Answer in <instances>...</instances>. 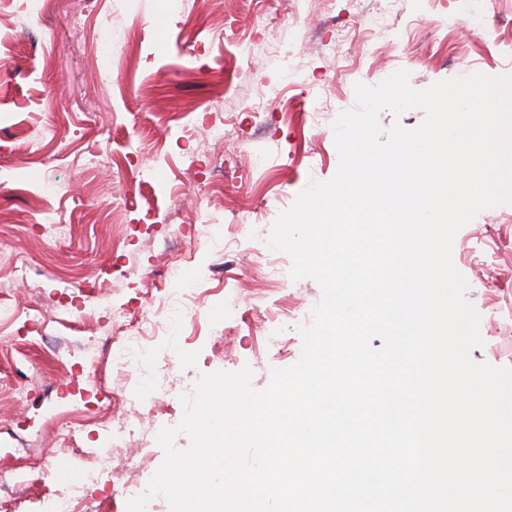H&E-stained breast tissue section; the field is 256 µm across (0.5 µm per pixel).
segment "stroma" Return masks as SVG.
<instances>
[{"label": "stroma", "instance_id": "obj_1", "mask_svg": "<svg viewBox=\"0 0 512 512\" xmlns=\"http://www.w3.org/2000/svg\"><path fill=\"white\" fill-rule=\"evenodd\" d=\"M0 472L18 512L85 485L97 512H127L112 476L75 461L53 434L54 411L117 399L135 375L102 361L112 308L137 315L166 304L183 264L197 285V325L170 322L157 347L176 392L203 374L251 370L253 389L295 364L299 326L322 292L292 280L291 255L269 246L279 215L339 166L333 124L356 109V83L397 70L413 88L480 72L512 75V0H53L50 14L0 0ZM111 71L103 84L102 71ZM112 155L86 164V152ZM67 222L59 239L45 211ZM180 245L169 249L171 236ZM480 320L474 361L512 369L492 322L512 324V205L481 212L453 241ZM28 267L27 281L9 264ZM98 282L87 297L85 282ZM44 310L21 333L22 311ZM73 337L92 350L59 364L40 337ZM25 385L16 402V385ZM116 421L149 442L142 484L165 459L157 441L179 432V399L118 408ZM25 438L52 469L38 480L17 452Z\"/></svg>", "mask_w": 512, "mask_h": 512}]
</instances>
